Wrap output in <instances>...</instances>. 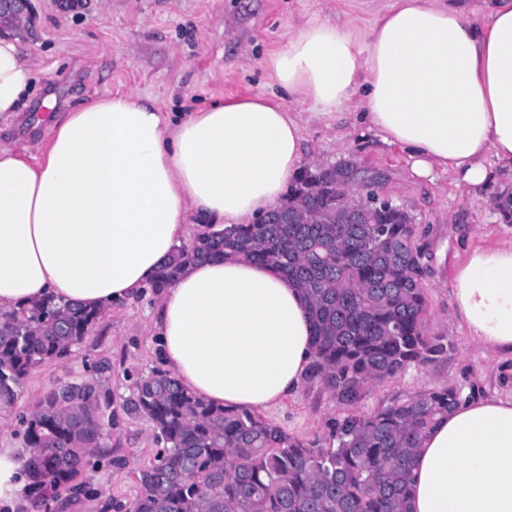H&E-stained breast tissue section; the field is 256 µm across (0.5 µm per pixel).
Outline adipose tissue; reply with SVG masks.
<instances>
[{"label": "adipose tissue", "instance_id": "obj_1", "mask_svg": "<svg viewBox=\"0 0 512 512\" xmlns=\"http://www.w3.org/2000/svg\"><path fill=\"white\" fill-rule=\"evenodd\" d=\"M396 0L366 41L313 18L268 55L278 87L321 116L398 148L420 178L453 176L479 195L512 169V0ZM36 68L0 38V114L17 111ZM302 115L262 97L161 112L132 96L55 119L38 157L0 145V315L46 297L107 311L138 298L192 228L251 224L286 199L303 168ZM452 305L470 336L512 357V239L467 251ZM153 328L162 362L205 401L267 407L304 384L313 328L295 282L230 259L188 264ZM26 479L0 448V506ZM410 512H512V396L464 398L422 442Z\"/></svg>", "mask_w": 512, "mask_h": 512}]
</instances>
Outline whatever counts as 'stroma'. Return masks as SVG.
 Segmentation results:
<instances>
[{
  "instance_id": "obj_1",
  "label": "stroma",
  "mask_w": 512,
  "mask_h": 512,
  "mask_svg": "<svg viewBox=\"0 0 512 512\" xmlns=\"http://www.w3.org/2000/svg\"><path fill=\"white\" fill-rule=\"evenodd\" d=\"M393 0H96L90 11H62L51 0H37L36 17L21 40L38 64L33 93L20 112L0 118V143L37 156L50 138L54 116L116 94H130L163 112H193L216 100L262 96L292 112L306 111L299 97L282 91L264 67L266 57L284 45L290 32L311 16L349 22L367 35L377 10ZM348 119L312 117L303 124L306 165L349 161L386 174L385 195L409 208L426 250L424 286L428 331L443 336L455 351L436 363L413 366L374 387L360 409L372 411L397 392L412 393L448 385L477 395L512 394V360L479 349L453 315L451 288L458 255L466 246H492L512 238V223L493 206L512 192V171H496L479 197L460 195L442 176H414L404 155L373 134L348 135ZM159 301L146 291L107 312L72 354L47 360L22 381L10 406L0 405V448L23 452L22 418L56 384L100 377L111 396L113 416L109 453L95 457L78 480L98 497L70 502L62 512H114L140 490L139 471L159 446L152 422L123 412L133 383L161 369L152 321ZM106 373H99L101 364ZM263 417L306 441L327 437L338 411L330 394L308 385Z\"/></svg>"
}]
</instances>
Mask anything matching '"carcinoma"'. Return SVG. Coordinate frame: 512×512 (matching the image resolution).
Here are the masks:
<instances>
[{
	"label": "carcinoma",
	"mask_w": 512,
	"mask_h": 512,
	"mask_svg": "<svg viewBox=\"0 0 512 512\" xmlns=\"http://www.w3.org/2000/svg\"><path fill=\"white\" fill-rule=\"evenodd\" d=\"M425 249L414 218L368 181L349 188L306 167L288 200L255 224L217 227L177 249L150 287L164 291L194 260L260 262L301 289L313 326L305 383L343 410L328 441L306 442L246 408L208 403L167 371L136 384L123 410L153 423L162 448L140 470L128 512H409L410 468L422 440L460 404L447 386L395 393L372 412L370 389L448 356L427 330ZM102 317L52 299L0 317V402H13L29 370L65 359ZM107 404L94 378L51 388L25 418L33 507L59 489L86 495L82 467L110 447Z\"/></svg>",
	"instance_id": "1"
}]
</instances>
